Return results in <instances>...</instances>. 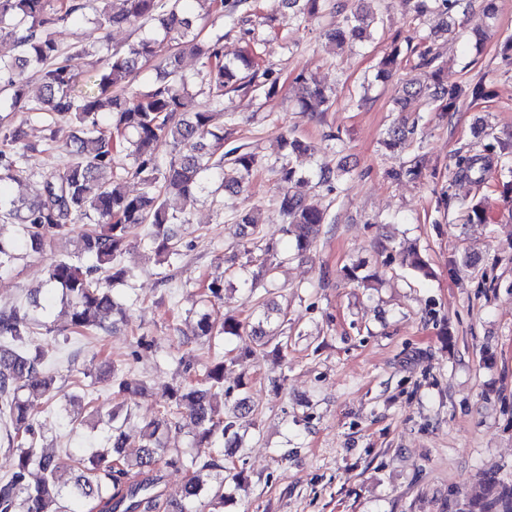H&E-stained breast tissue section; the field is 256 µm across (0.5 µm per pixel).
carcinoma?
<instances>
[{"instance_id": "cac0c4a2", "label": "carcinoma", "mask_w": 512, "mask_h": 512, "mask_svg": "<svg viewBox=\"0 0 512 512\" xmlns=\"http://www.w3.org/2000/svg\"><path fill=\"white\" fill-rule=\"evenodd\" d=\"M193 0H0V182L15 179L23 172L27 153L33 146L25 142L23 124L14 114L45 112L54 122H75L74 149L63 167L46 176L34 198L17 202L0 193V220L19 226V241L0 237V271L15 258L17 247L34 253L43 251L55 237L77 234L75 251L51 259L47 283L62 290L70 317V329L81 336H96L123 314L112 290L127 281L129 269L121 263L126 234L133 225L147 226L146 237L153 252L174 264L181 259L180 239L172 224L186 222L187 208L199 192L214 186L212 194L226 188L224 166L229 164L245 177L260 164L257 153L241 146L224 151V127L216 120L224 117V95L243 89H264L272 93L277 79L260 68L252 56L240 58V65L224 61V35L200 39L201 17L191 12ZM212 9L236 26L246 0H207ZM326 0H284L295 15L314 18L322 13ZM336 27L327 36L339 45L349 44L366 32L365 17L336 5ZM91 18L92 31L136 25L141 35L124 51H113L98 73L89 76L81 88L82 72L77 60L87 54L78 45L62 52L55 37L59 23ZM198 57L200 82L190 81L180 69L184 49ZM419 65L434 66L430 81L409 80L394 107L405 111L407 103L426 98L451 111L456 102L489 98L484 81L447 85L438 55L427 46L419 51ZM158 61L159 75L146 92L128 91L131 77L142 61ZM304 95L302 107L312 112L329 103L332 92L304 74L296 77ZM206 102L201 103L198 97ZM414 127L402 121L389 129L385 145L403 149ZM171 138L176 156L159 159L153 144L160 137ZM287 152L279 157L278 175L283 189L275 200L284 234L292 235L297 250L305 252L315 243L326 212L309 207L290 190L296 176L295 154L314 150L298 139L281 138ZM126 151L133 164L117 171L115 154ZM493 170L512 174V143L484 146L457 157L452 179L478 185L490 183ZM319 184L334 190L335 170L324 163L316 168ZM137 180L144 190L136 195L126 191L128 180ZM182 207H169V198ZM470 224L484 225L490 214L485 202L463 204ZM241 235L253 236L258 224L248 209L236 219ZM402 264L426 272V263L414 247L402 251ZM39 300L13 302L0 307V442L10 457L9 474L0 478V512H80L96 503L106 512H136L141 504L157 508L152 493L159 466L187 472L183 499L173 512H224L234 501L224 492L230 481H246L245 469L233 458L241 448L237 419L254 410L244 397L230 400L224 390V358H214L200 377L188 376L168 385L158 394L159 417L141 429L142 444L134 462L123 455L126 435L119 415L108 414L111 435L108 446L89 455L66 457L46 455L38 444L42 439L37 401L52 402L58 395L55 377L45 370L39 350L27 346L33 334L34 312ZM244 324L235 317L217 320L211 313L199 316L194 335L207 340L243 335ZM252 335L263 344L275 342L280 352L288 343L279 340L277 329L262 325ZM112 386L117 393L146 390L143 382L112 366ZM194 427L193 448H167L164 433L177 428L184 417ZM222 471L223 476H212ZM488 495L465 503L464 512H512V485L493 476L485 479Z\"/></svg>"}]
</instances>
